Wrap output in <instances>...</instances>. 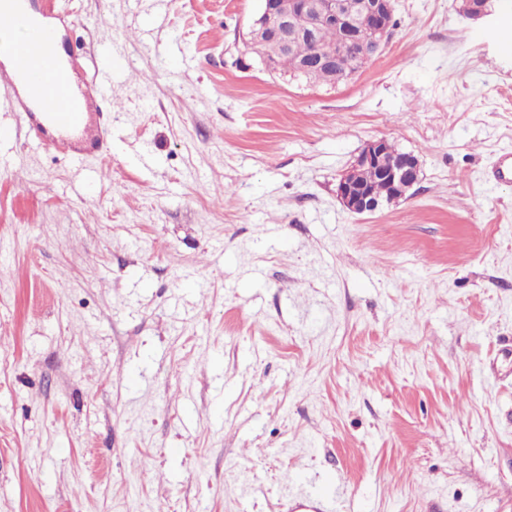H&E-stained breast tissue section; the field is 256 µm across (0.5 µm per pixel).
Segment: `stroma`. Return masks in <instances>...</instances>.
<instances>
[{
    "mask_svg": "<svg viewBox=\"0 0 512 512\" xmlns=\"http://www.w3.org/2000/svg\"><path fill=\"white\" fill-rule=\"evenodd\" d=\"M57 5L112 28V153L0 91V512H512V0H395L337 85L245 53L259 0ZM381 137L420 181L351 214ZM387 141L377 138L366 143L351 168L341 177L336 196L345 210L354 214L373 213L379 203L372 200L366 190L355 182L360 167H378L392 188L394 200L405 198L420 176V162L413 155L391 159L386 156ZM337 491L330 487L302 489L286 496L281 504L282 512H337Z\"/></svg>",
    "mask_w": 512,
    "mask_h": 512,
    "instance_id": "1",
    "label": "stroma"
}]
</instances>
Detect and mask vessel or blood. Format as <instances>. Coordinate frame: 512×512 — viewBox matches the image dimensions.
<instances>
[{
	"mask_svg": "<svg viewBox=\"0 0 512 512\" xmlns=\"http://www.w3.org/2000/svg\"><path fill=\"white\" fill-rule=\"evenodd\" d=\"M0 40L8 44V64H0V84L11 91L19 125L30 141L80 157L111 150L112 115L105 112L109 75H82L80 55L62 57L59 36L67 13L54 0L33 10L29 0H0ZM337 493L328 487L286 496L281 512H337Z\"/></svg>",
	"mask_w": 512,
	"mask_h": 512,
	"instance_id": "vessel-or-blood-1",
	"label": "vessel or blood"
}]
</instances>
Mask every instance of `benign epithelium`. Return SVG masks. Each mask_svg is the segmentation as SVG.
<instances>
[{
  "mask_svg": "<svg viewBox=\"0 0 512 512\" xmlns=\"http://www.w3.org/2000/svg\"><path fill=\"white\" fill-rule=\"evenodd\" d=\"M373 24L366 33L357 30L355 22L342 12L338 0H260V9L248 32L242 35L246 51L253 52L258 44L271 42L281 50H288L298 38L313 39L326 26H333L342 33L340 40L319 50L317 61L336 67L341 79L348 80L356 70V61L362 53H380L391 36L389 15L394 11L393 0H365ZM494 0H480V5H470L465 0L462 11L474 20L492 14ZM387 140L377 138L366 143L351 168L341 177L336 196L345 210L354 214L373 213L379 203L372 200L366 190L355 182L360 167H378L392 188L394 199L405 197L420 176V162L413 155L391 159L386 156Z\"/></svg>",
  "mask_w": 512,
  "mask_h": 512,
  "instance_id": "benign-epithelium-1",
  "label": "benign epithelium"
}]
</instances>
